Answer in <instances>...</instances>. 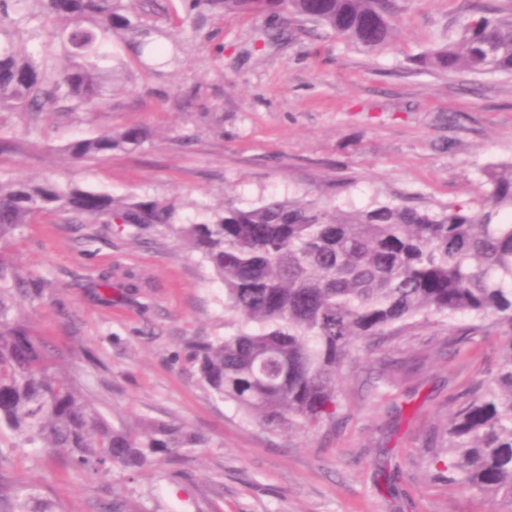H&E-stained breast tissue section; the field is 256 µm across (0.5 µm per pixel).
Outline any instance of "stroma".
I'll return each instance as SVG.
<instances>
[{
	"instance_id": "stroma-1",
	"label": "stroma",
	"mask_w": 512,
	"mask_h": 512,
	"mask_svg": "<svg viewBox=\"0 0 512 512\" xmlns=\"http://www.w3.org/2000/svg\"><path fill=\"white\" fill-rule=\"evenodd\" d=\"M140 5L151 48L136 53L113 35L124 74L104 108L36 122L0 112V179L160 199L186 224L270 197L475 208L483 168L512 163L511 77L412 68L454 36L468 0H408L394 40L374 54L293 20L212 16L194 30L184 0ZM130 126L150 141L82 161L64 151ZM0 258L31 283L20 310L56 368L114 424L182 422L205 440L103 480L33 448L8 451L0 473L24 476L62 512H104L116 490L131 512H500L448 486L432 456L449 416L495 373L502 337L448 344L435 324L355 350L333 422L271 432L200 380L197 344L230 332L224 286L164 227L45 213L0 241Z\"/></svg>"
}]
</instances>
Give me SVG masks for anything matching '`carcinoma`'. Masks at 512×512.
Listing matches in <instances>:
<instances>
[{
    "instance_id": "obj_1",
    "label": "carcinoma",
    "mask_w": 512,
    "mask_h": 512,
    "mask_svg": "<svg viewBox=\"0 0 512 512\" xmlns=\"http://www.w3.org/2000/svg\"><path fill=\"white\" fill-rule=\"evenodd\" d=\"M185 20L273 14L311 23L374 53L400 24L403 0H186ZM50 15L64 22L60 55H20L18 38ZM456 37L413 59L422 72L512 75V7L472 0ZM125 31L136 45L150 32L131 0H0V112L73 117L102 108L116 66L105 36ZM148 130L131 126L68 142L74 160L140 147ZM485 198L438 210L379 203L345 211L272 199L228 203L199 224L172 223L160 200L112 195L54 181H0V240L36 215L65 212L103 224H160L199 252L224 284L234 332L197 349L209 389L268 430L310 431L335 418L339 382L357 341L384 343L431 318L448 335L508 336L495 375L448 418L439 473L464 492H493L512 509V163L483 171ZM24 284L0 258V462L21 443L54 452L97 478L137 471L157 454L196 448L183 424L116 427L53 368L52 357L17 311ZM460 318L465 324H455ZM0 512H56L22 476L0 475Z\"/></svg>"
}]
</instances>
